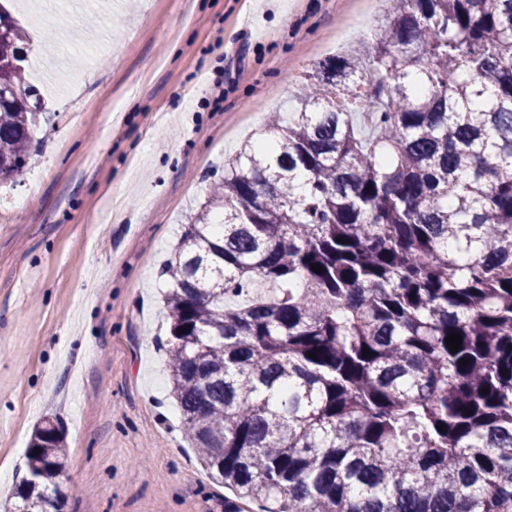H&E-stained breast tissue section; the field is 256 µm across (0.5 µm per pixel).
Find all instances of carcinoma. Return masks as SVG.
<instances>
[{"label":"carcinoma","instance_id":"1","mask_svg":"<svg viewBox=\"0 0 512 512\" xmlns=\"http://www.w3.org/2000/svg\"><path fill=\"white\" fill-rule=\"evenodd\" d=\"M24 40L0 6L1 184L42 117ZM270 128L165 268L203 466L259 512H512V0H388ZM65 454L38 425L4 512H63Z\"/></svg>","mask_w":512,"mask_h":512}]
</instances>
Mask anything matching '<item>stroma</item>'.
Segmentation results:
<instances>
[{
    "label": "stroma",
    "instance_id": "obj_1",
    "mask_svg": "<svg viewBox=\"0 0 512 512\" xmlns=\"http://www.w3.org/2000/svg\"><path fill=\"white\" fill-rule=\"evenodd\" d=\"M0 6L26 31L45 114L25 175L0 185V503L48 417L65 434L64 512H226L169 391L162 270L225 160L382 6Z\"/></svg>",
    "mask_w": 512,
    "mask_h": 512
}]
</instances>
